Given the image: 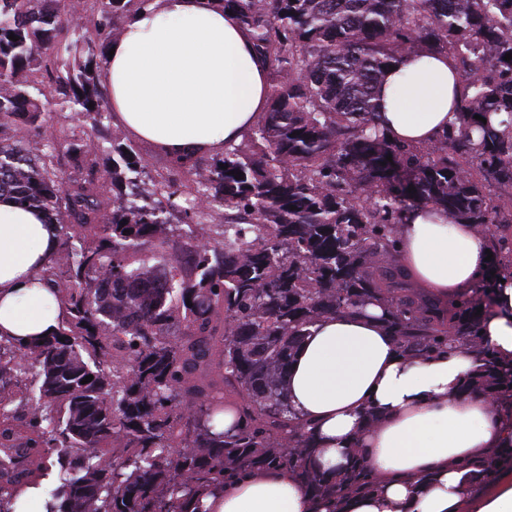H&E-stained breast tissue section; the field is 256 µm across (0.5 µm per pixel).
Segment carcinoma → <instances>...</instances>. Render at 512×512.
Returning a JSON list of instances; mask_svg holds the SVG:
<instances>
[{
  "mask_svg": "<svg viewBox=\"0 0 512 512\" xmlns=\"http://www.w3.org/2000/svg\"><path fill=\"white\" fill-rule=\"evenodd\" d=\"M144 2L89 0L90 29L68 0H0V195L59 225L43 277L61 309L43 342L0 340V512L52 456L61 504L48 512H207L204 494L266 469L317 497L372 490L357 455L333 478L306 465L285 387L309 326L372 301L412 355H478L466 390L512 414V362L484 345L476 315L497 276L443 308L395 261L405 213L431 205L455 224L500 225L501 272L512 271V0H218L267 63L269 101L222 154L171 160L191 177L192 212L168 174L142 188L146 161L115 137L103 138L110 183L80 140L73 172L55 164L64 131L47 126V107L108 129L96 72ZM420 52L455 61L459 124L425 146L395 143L376 122L377 91ZM19 123L33 140L13 135ZM173 215L219 231L165 259ZM234 394L242 422L218 430Z\"/></svg>",
  "mask_w": 512,
  "mask_h": 512,
  "instance_id": "carcinoma-1",
  "label": "carcinoma"
}]
</instances>
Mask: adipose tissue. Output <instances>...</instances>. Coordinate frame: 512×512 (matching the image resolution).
I'll use <instances>...</instances> for the list:
<instances>
[{
    "label": "adipose tissue",
    "instance_id": "ef3b65f1",
    "mask_svg": "<svg viewBox=\"0 0 512 512\" xmlns=\"http://www.w3.org/2000/svg\"><path fill=\"white\" fill-rule=\"evenodd\" d=\"M104 70L112 115L169 155L216 153L239 142L267 109V67L218 0H146L112 40ZM454 63L406 56L389 71L379 125L399 143L424 145L457 122ZM59 228L40 210L0 197V336L27 344L57 326L55 296L40 276ZM396 263L413 285L447 303L471 294L491 264V233L456 224L429 206L409 210ZM484 344L512 359V277L498 278L482 323ZM479 367L460 349L413 357L372 303L309 327L286 376L288 398L317 446V470L344 468L360 450L376 488L316 499L288 471L245 476L204 500L209 512H512V477L474 505L468 480L490 458L512 468V417L464 392Z\"/></svg>",
    "mask_w": 512,
    "mask_h": 512
}]
</instances>
